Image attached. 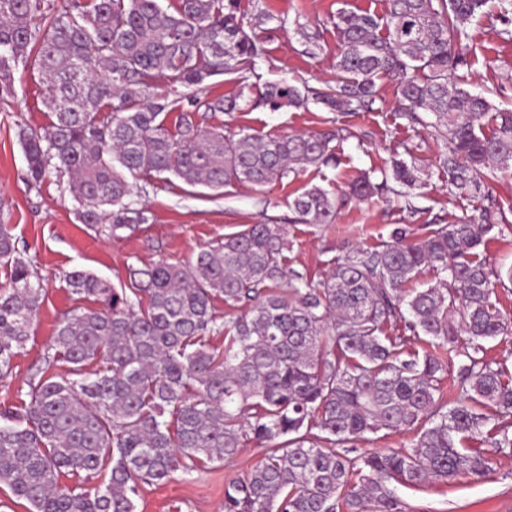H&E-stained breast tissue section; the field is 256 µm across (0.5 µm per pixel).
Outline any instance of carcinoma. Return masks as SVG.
<instances>
[{"label":"carcinoma","instance_id":"cac0c4a2","mask_svg":"<svg viewBox=\"0 0 512 512\" xmlns=\"http://www.w3.org/2000/svg\"><path fill=\"white\" fill-rule=\"evenodd\" d=\"M0 0V94H14L13 72L31 62L44 77L51 110L41 130H21L32 183L69 174L81 223L108 225L114 237L150 220L132 199L137 177L171 174L220 191L283 182L291 173L337 164L327 132L257 138L206 126L207 114L246 105L275 110L314 100L336 112H372L377 81H398L399 116L444 141L438 168L448 190L479 194L512 174V112L469 88L466 24L499 21L512 39V0H386L383 15L340 9L336 80L304 90L286 81L252 87L264 48L244 28L239 0ZM215 76L239 86L201 99ZM179 110L174 128L169 111ZM392 159L381 182L361 172L337 195L314 185L290 206L304 224H330L351 199L398 186L411 191L424 168L413 149ZM490 198L415 241L397 227L376 248H354L314 284L289 268L285 224H249L200 250L185 265L164 259L129 271L117 288L90 272L65 277L78 308L55 329L52 353L28 382V403L0 410V485L30 512H136L140 484L191 475L233 459L252 442L263 461L224 484V512H398L390 482L419 486L484 476L491 460L466 443L491 427L494 447L512 448V374L485 342L512 334L493 299L476 249L506 221ZM0 377L24 347L45 298L37 271L0 222ZM442 286L409 293L425 268ZM288 288L282 289V283ZM234 311L217 323L214 301ZM404 326L410 335L387 330ZM224 331V352L209 333ZM465 336V360L451 409L436 395ZM423 344L407 349L408 340ZM69 365L60 380L47 372ZM319 433L313 435L311 431ZM381 430L411 432L406 448L354 457L337 446ZM109 472L90 495L60 486L66 474Z\"/></svg>","mask_w":512,"mask_h":512}]
</instances>
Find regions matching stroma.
Returning <instances> with one entry per match:
<instances>
[{
  "instance_id": "1",
  "label": "stroma",
  "mask_w": 512,
  "mask_h": 512,
  "mask_svg": "<svg viewBox=\"0 0 512 512\" xmlns=\"http://www.w3.org/2000/svg\"><path fill=\"white\" fill-rule=\"evenodd\" d=\"M240 6L246 31L254 32L265 50L258 65L262 81L286 79L318 87L336 78V32L330 15L343 6L380 14L386 2L241 0ZM260 9L269 12L271 18L258 26L254 16ZM302 26L320 33L324 50L319 55L305 54L298 32ZM468 31L469 81L499 110L512 111V41L502 40L496 26L484 18L471 20ZM378 86L382 104L372 112L337 113L311 102L303 108L261 107L217 114V122L223 123L226 131L242 129L262 138L338 126L349 128L352 135L336 146L338 166L318 171L310 168L264 189L244 184L216 194L200 186H187L172 176L165 180L138 178L135 198L149 210L151 219L113 238L77 220L67 175L54 173L40 185L29 183L18 131L47 125L51 111L38 70L18 67L14 95L0 98V218L11 224L21 256L37 268L46 296L25 348L14 358L11 372L0 378V408L27 402V382L42 366L58 322L82 305L63 281L67 272L86 270L120 286L128 282L129 267H142L162 258L184 262L246 225L284 224L291 243L289 267L316 283L347 250L378 246L388 240L395 227H408L419 240L427 233V223L443 224L449 215L482 205V197L448 192L435 166L443 143L429 134L417 139L406 121L398 119L395 79L382 78ZM414 144L428 175L413 192L412 210H405V203L391 194L351 202L331 224L295 222L290 202L306 187L317 184L330 191L340 190L358 172L387 169L394 154ZM478 252L496 278L495 292L503 311L512 315V278L507 275L512 269V213L507 214L502 229L484 237ZM472 445L491 457L493 471L488 477L459 476L420 486L394 485L400 512H512V455L497 452L487 435L473 440ZM263 456V449L250 443L232 461L206 465L190 476L178 473L160 485H143L137 512H224L225 482L245 476Z\"/></svg>"
}]
</instances>
